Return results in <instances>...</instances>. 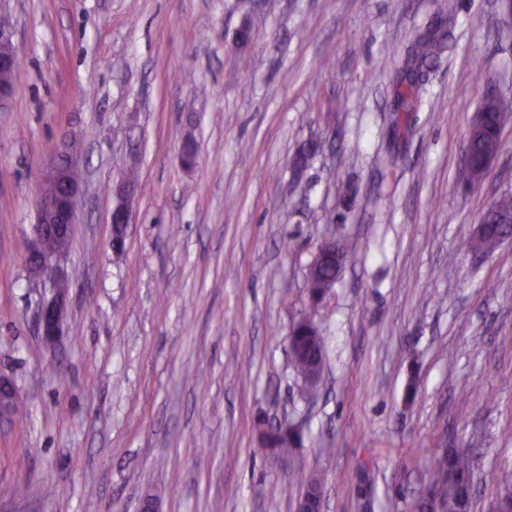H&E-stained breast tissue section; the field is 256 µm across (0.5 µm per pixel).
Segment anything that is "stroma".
Segmentation results:
<instances>
[{"instance_id": "1", "label": "stroma", "mask_w": 512, "mask_h": 512, "mask_svg": "<svg viewBox=\"0 0 512 512\" xmlns=\"http://www.w3.org/2000/svg\"><path fill=\"white\" fill-rule=\"evenodd\" d=\"M252 2L0 0L20 61L0 105V374L22 395L0 423V512H270L272 487L294 512L315 474L324 512H408L444 444L475 451L471 512H488L512 469V246L460 245L512 193V122L479 188L455 178L485 93L512 96V17L448 0L399 137L395 72L437 0ZM65 138L83 192L50 347L24 257ZM130 169L117 256L112 186ZM329 235L349 253L315 304L306 269ZM310 311L325 362L304 399L288 336ZM285 418L303 424L289 459L257 432Z\"/></svg>"}]
</instances>
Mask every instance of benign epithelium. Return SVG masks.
I'll return each mask as SVG.
<instances>
[{
	"label": "benign epithelium",
	"mask_w": 512,
	"mask_h": 512,
	"mask_svg": "<svg viewBox=\"0 0 512 512\" xmlns=\"http://www.w3.org/2000/svg\"><path fill=\"white\" fill-rule=\"evenodd\" d=\"M77 159L69 148H57L47 157L36 193V221L32 225L25 267L31 280L49 287L50 296L42 297L36 310L38 331L48 344L55 343L64 333L68 293L59 285L67 281L64 269L65 253L47 247L48 241L69 239L77 218L81 182L73 176ZM137 184L121 180L114 192L117 197L111 223L127 229L132 223L129 200ZM17 402L14 382L0 374V419L11 414Z\"/></svg>",
	"instance_id": "obj_1"
}]
</instances>
